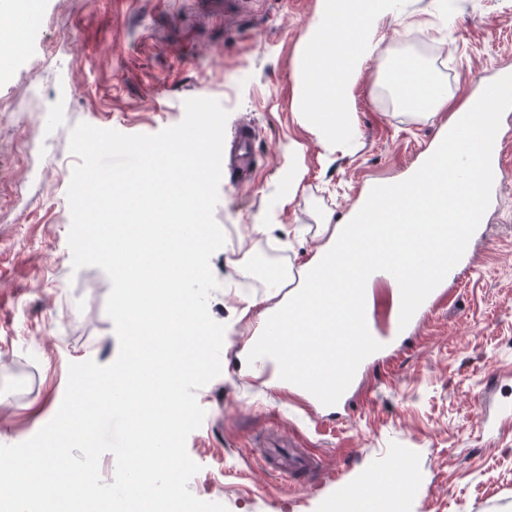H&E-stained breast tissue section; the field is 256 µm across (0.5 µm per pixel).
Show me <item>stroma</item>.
Wrapping results in <instances>:
<instances>
[{
    "label": "stroma",
    "instance_id": "obj_1",
    "mask_svg": "<svg viewBox=\"0 0 512 512\" xmlns=\"http://www.w3.org/2000/svg\"><path fill=\"white\" fill-rule=\"evenodd\" d=\"M42 23L0 74V445L31 438L56 414L68 366L112 363L119 342L97 267L73 269L67 200L77 158L71 129L86 122L127 135L178 124L190 98L218 100L226 136L256 128L250 185L223 175L215 218L225 236L210 266L220 287L209 313L231 326L218 377L196 392L206 415L187 440L200 466L189 488L228 512H327L360 474L410 460L401 512H512V423L482 429L512 407V171L487 208L490 234L407 346L367 371L362 402L341 416L309 413L268 376L233 370L257 328L265 265L296 268L320 243L316 221L341 222L370 186L432 157L449 113L399 108L381 77L417 57L460 108L491 68L512 67V0H399L406 24L381 32L383 53L353 88L356 133L333 157L303 124L296 63L318 0H251L227 18L208 0H39ZM303 178L288 186L291 149ZM271 230L255 234L253 225ZM251 270H236L241 261ZM251 306L249 321L237 319ZM291 437L333 479H283L260 443Z\"/></svg>",
    "mask_w": 512,
    "mask_h": 512
}]
</instances>
